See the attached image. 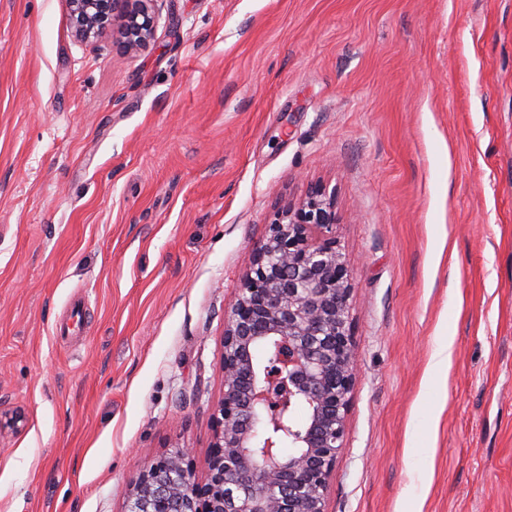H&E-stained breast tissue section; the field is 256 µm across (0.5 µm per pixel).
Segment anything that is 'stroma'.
<instances>
[{"instance_id": "stroma-1", "label": "stroma", "mask_w": 512, "mask_h": 512, "mask_svg": "<svg viewBox=\"0 0 512 512\" xmlns=\"http://www.w3.org/2000/svg\"><path fill=\"white\" fill-rule=\"evenodd\" d=\"M156 9L124 57L0 0V512H124L166 447L205 476L224 314L315 182L354 285L328 512H512V0Z\"/></svg>"}]
</instances>
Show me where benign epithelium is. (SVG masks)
I'll use <instances>...</instances> for the list:
<instances>
[{
  "label": "benign epithelium",
  "mask_w": 512,
  "mask_h": 512,
  "mask_svg": "<svg viewBox=\"0 0 512 512\" xmlns=\"http://www.w3.org/2000/svg\"><path fill=\"white\" fill-rule=\"evenodd\" d=\"M67 2L77 35L117 20L123 53L149 46L152 0ZM338 223L336 189L323 184L276 209L224 316L207 473L196 477L184 448L148 454L125 512H327L356 379L354 285Z\"/></svg>",
  "instance_id": "7a95c632"
}]
</instances>
